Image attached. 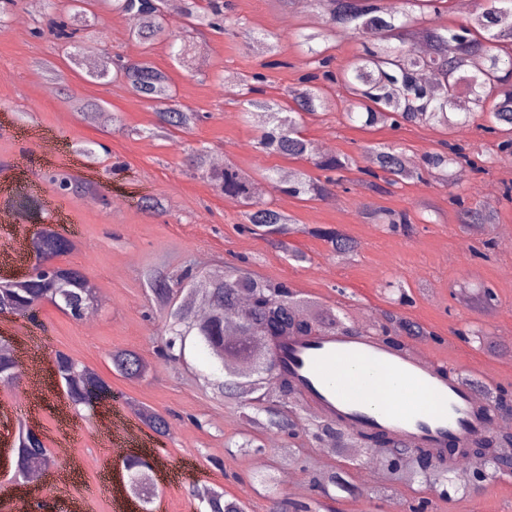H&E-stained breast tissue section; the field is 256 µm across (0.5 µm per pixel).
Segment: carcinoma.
<instances>
[{
	"mask_svg": "<svg viewBox=\"0 0 512 512\" xmlns=\"http://www.w3.org/2000/svg\"><path fill=\"white\" fill-rule=\"evenodd\" d=\"M446 0H309L315 9L329 16L324 28L300 30L296 39L309 56L313 72L302 77L297 86L287 91L290 101L282 104L263 97L260 84L265 82L261 73L250 79L230 81L238 94L246 96L244 112L260 130L258 148L269 154L288 158H301L311 152L309 142L302 135L304 118L314 116L318 110H327L331 101L319 80L334 81L330 70L331 57L325 45L336 38V33H348L361 41L363 53L349 63L343 73L358 101L347 109L354 119L355 109H362L363 125L373 127L399 121L415 124L439 125L448 128L463 126L470 115L480 112L489 118L485 130L512 135V0H489L478 3L469 20L440 28L414 30L417 18L412 7L426 6L436 14ZM86 0H71L69 15L55 22L51 33L68 51L71 68L82 70L94 82L109 79L123 81L130 92L148 101L157 116L152 132L188 129L199 120V115L177 100L169 78L148 60L129 61L120 56L101 54L93 65H88L87 49L76 40L77 33L86 26ZM112 9L140 20L131 32L132 38L151 43L165 33L167 26L166 0H106ZM226 0H182L180 17L195 31L204 28L234 34L227 24ZM257 54L264 59L262 67L275 68L282 62L275 59L280 53L279 42L266 35H250ZM433 72L437 86L431 87L421 80V73ZM376 169L369 170L366 181L372 189L383 192L385 186L394 187L403 180H421L427 174L450 185L459 183L463 172L476 168V163L460 147H451L423 156L422 163L409 169L405 155L383 146L374 150ZM353 159L347 155L319 156L313 165L329 173L325 180L313 178L301 170L292 172L285 192L311 199L322 196L330 185H340L351 170ZM189 164L224 194L240 200L246 208V223L263 229L288 256L302 261L305 255L288 247V237L295 232L294 218L268 206L255 197L254 184L236 167L226 164L222 168L210 166L207 150L199 149L189 157ZM382 180L380 186L376 180ZM458 221L471 228L475 225L495 223L494 212L468 207L456 196ZM313 234L323 239L336 255L348 258L357 252L358 243L337 229L316 228ZM37 264L53 263L63 251L55 248L47 236H40ZM188 287L181 289L178 300H173L174 288L170 279L160 273H150L147 286L158 305L166 310L168 319L162 353L175 357L174 349H184L186 338L194 336L208 350L224 371L225 379L217 385L227 390V397L240 404L242 418L249 424L293 437L305 434L317 439L324 435L336 440L338 452H344L350 443L360 448H381L383 456H405L416 473L425 480L444 481L448 463L445 448L419 445L402 446L387 431L357 433L347 437L331 421L304 422L298 412V388L293 376L281 370L282 410L269 406L273 397L265 391L261 375L243 379L239 365L250 358L232 344L224 342V321L235 314L240 298L248 297V304L236 325L239 336H313L325 329L340 328L343 321L330 310L316 313L308 310L284 282L260 280L240 269H231L222 275L211 272L187 278ZM192 295L208 304L210 313L200 319L195 315L185 296ZM95 297L84 288V277L71 268L54 266V277L33 279L27 287L17 290L14 310L19 315H31L43 302L51 303L72 317L83 316L93 308ZM114 371L126 379H139L145 374L140 356L131 350H118L109 354ZM55 364L63 371H80L83 377L65 386L69 403L78 408L85 405L82 390L85 382L105 384L97 373L58 352ZM18 365L9 357L0 355V381L10 385L16 379ZM143 424L163 434L169 428L167 420L147 406L137 408ZM470 459L488 465L492 473L501 472L499 449L512 447V434H502L487 441L459 442ZM53 457L44 442L26 439L21 461L22 475L50 463ZM130 490L138 494L155 490L149 474L150 465L143 458L131 457L126 462ZM193 496L205 504V512H247L244 502L228 499L224 492L208 487L197 488Z\"/></svg>",
	"mask_w": 512,
	"mask_h": 512,
	"instance_id": "obj_1",
	"label": "carcinoma"
}]
</instances>
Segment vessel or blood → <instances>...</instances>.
Here are the masks:
<instances>
[{
	"instance_id": "vessel-or-blood-1",
	"label": "vessel or blood",
	"mask_w": 512,
	"mask_h": 512,
	"mask_svg": "<svg viewBox=\"0 0 512 512\" xmlns=\"http://www.w3.org/2000/svg\"><path fill=\"white\" fill-rule=\"evenodd\" d=\"M279 362L297 377L306 405L349 435L379 428L413 446L470 440L490 428L482 416L493 401L489 378L439 366L412 340L395 350L362 326L351 334L296 336Z\"/></svg>"
}]
</instances>
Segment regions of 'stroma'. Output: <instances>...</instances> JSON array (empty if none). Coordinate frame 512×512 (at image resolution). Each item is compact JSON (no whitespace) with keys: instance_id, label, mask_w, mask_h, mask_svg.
Masks as SVG:
<instances>
[{"instance_id":"stroma-1","label":"stroma","mask_w":512,"mask_h":512,"mask_svg":"<svg viewBox=\"0 0 512 512\" xmlns=\"http://www.w3.org/2000/svg\"><path fill=\"white\" fill-rule=\"evenodd\" d=\"M229 2L242 26L279 38L280 67L262 68L244 38L211 30L191 38V64L185 67L172 48L183 30L181 19H171L167 35L137 45L127 16L100 0L88 6L94 23L79 32V40L130 60H149L168 75L178 99L200 113L194 127L168 137L142 136V129L156 122L149 102L116 92L114 82H93L69 71L49 32L50 18L66 15L69 0L33 12L28 0H17L0 22V212L21 214L27 226L57 225L75 244L58 264L79 270L107 296L106 303L95 305L92 325L45 303L27 320V335L13 336L22 370L13 384H0V444L21 421L39 429L47 448L68 438V453L58 457L53 471L65 479V497L77 499L82 512H134L131 503L116 505L99 488L98 463H107L110 480L120 479V457L107 454L101 435L107 410L69 405L53 374L61 351L109 382L111 409L128 416L131 403L139 402L168 420L165 436L135 423L127 445L129 455L150 450L172 465L170 474L152 475L150 512H205L192 495L202 484L243 500L248 512L284 510L294 502L309 503L312 512H390L395 500L402 512H512V474L466 483L443 495L419 478L388 473L371 480L368 448L348 449L315 469L318 441L245 425L233 401L214 389L220 373L203 347L190 340L182 360L161 356L166 313L147 290L145 271L176 278L188 269L242 268L256 278L287 283L299 299L333 311L348 324L379 325L385 312H395L428 330L425 343L438 360L466 371L485 369L494 386L512 389V250L500 243L503 234L512 233V202L502 196L504 186L512 184V160L494 159L502 135L483 132L487 118L479 114L457 129L409 123L366 128L345 115L355 100L350 88L341 81L327 84L334 106L307 118L304 134L310 143L328 142L333 153L351 156L355 165L345 185L332 188L329 196L310 200L282 190L265 196V203L293 215L301 227L290 243L307 259L290 260L266 236L250 230L238 201L194 173L188 158L201 147L222 153L225 163L257 185L280 182L286 171L315 174L309 158L286 159L258 149L256 127L243 120L241 99L226 93L224 82L262 72L266 97L283 99L285 90L311 70L295 32L324 26L326 17L280 0ZM43 61L66 70V82H51L39 67ZM79 99L98 102L102 110L118 114V122L105 127L87 122L75 110ZM83 141L94 142L98 154L92 206L84 205L82 195L57 190L59 178L78 177L70 159ZM445 141L486 157L485 171L466 172L453 189L428 177L386 193L364 188L365 158L374 147L393 146L419 159ZM456 194L469 206H491L493 229L461 230L452 202ZM146 198L157 200L159 209L142 208ZM372 209H406L412 222L393 229L369 217ZM320 226L339 228L358 241V254L340 260L312 235ZM487 287L496 299L483 309L475 297ZM470 328L489 333L492 346L467 336ZM118 349L138 352L151 366L148 375L130 381L116 374L107 354ZM246 432L265 443V452L239 451ZM273 465L300 470L302 478L291 485L266 484L261 476ZM326 469L340 472L350 491L318 495L314 484Z\"/></svg>"}]
</instances>
